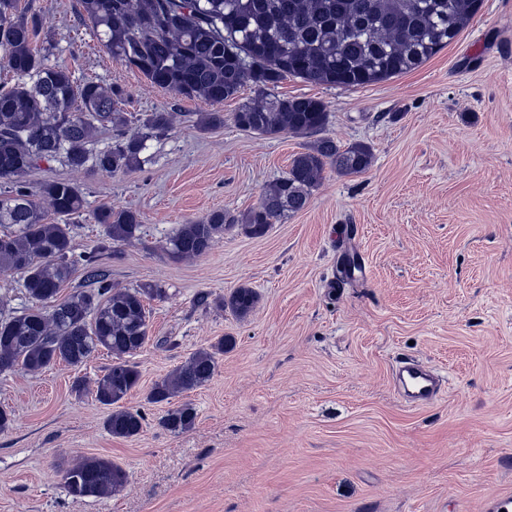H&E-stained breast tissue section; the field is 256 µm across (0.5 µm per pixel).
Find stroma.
Returning a JSON list of instances; mask_svg holds the SVG:
<instances>
[{"label": "stroma", "mask_w": 512, "mask_h": 512, "mask_svg": "<svg viewBox=\"0 0 512 512\" xmlns=\"http://www.w3.org/2000/svg\"><path fill=\"white\" fill-rule=\"evenodd\" d=\"M21 4L42 20L49 64L122 87L124 111L177 118L143 166L44 163L26 177L33 193L53 178L81 187L78 253L101 239L99 208L138 212L140 239L100 263L117 287L164 294L146 301L151 339L122 402L146 417L136 437H113L106 408L74 390L102 375L107 351L0 375V407L14 415L0 431V512H482L487 496L512 491V0H481L453 42L406 74L350 90L283 80L278 95L325 104L326 136L371 147L370 168L326 169L307 207L265 236L228 229L187 259L168 254L167 234L256 207L307 139L238 127L248 88L219 105L222 126L200 130L188 115L210 104L114 61L79 0ZM244 283L260 300L241 320L218 300ZM224 336L235 343L213 377L177 397L193 404L194 428L170 433L153 384ZM402 356L439 376L436 402L400 397ZM84 456L121 465L127 485L71 496L59 469Z\"/></svg>", "instance_id": "1"}]
</instances>
